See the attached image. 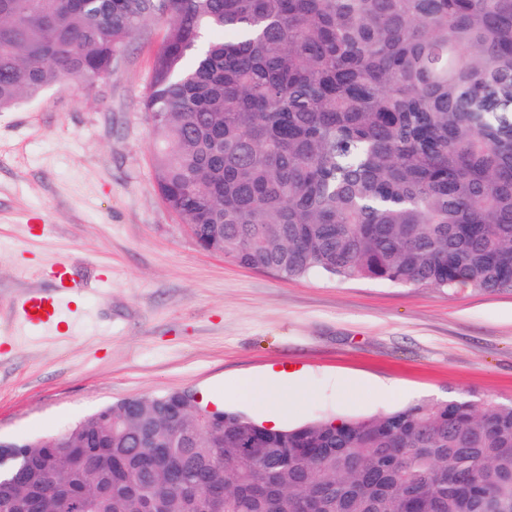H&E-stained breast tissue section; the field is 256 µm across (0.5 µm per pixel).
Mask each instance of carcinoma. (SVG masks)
Returning a JSON list of instances; mask_svg holds the SVG:
<instances>
[{"label":"carcinoma","instance_id":"carcinoma-1","mask_svg":"<svg viewBox=\"0 0 512 512\" xmlns=\"http://www.w3.org/2000/svg\"><path fill=\"white\" fill-rule=\"evenodd\" d=\"M155 17L154 178L202 249L512 292V0H0V112ZM14 447L0 512H512V403L465 393L272 430L172 390Z\"/></svg>","mask_w":512,"mask_h":512}]
</instances>
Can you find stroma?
I'll return each instance as SVG.
<instances>
[{"instance_id":"1","label":"stroma","mask_w":512,"mask_h":512,"mask_svg":"<svg viewBox=\"0 0 512 512\" xmlns=\"http://www.w3.org/2000/svg\"><path fill=\"white\" fill-rule=\"evenodd\" d=\"M168 29L150 20L107 75L0 112V439L127 398L220 395L272 368L305 388L287 428L461 393L512 402L510 292L286 279L197 245L158 193L143 109ZM59 261L80 288L51 327L22 325L18 301Z\"/></svg>"}]
</instances>
